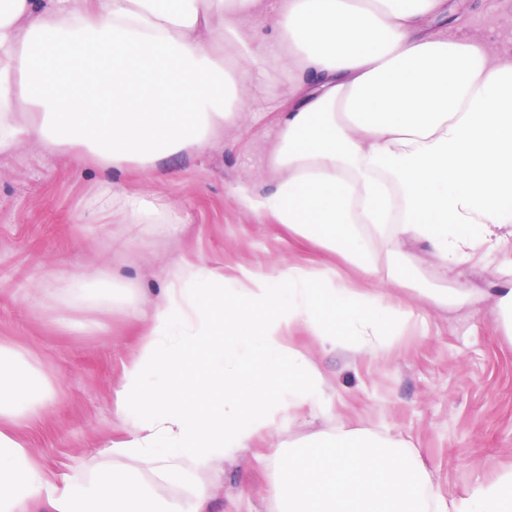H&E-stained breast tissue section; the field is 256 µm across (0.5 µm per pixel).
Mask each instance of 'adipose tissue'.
<instances>
[{
	"label": "adipose tissue",
	"mask_w": 512,
	"mask_h": 512,
	"mask_svg": "<svg viewBox=\"0 0 512 512\" xmlns=\"http://www.w3.org/2000/svg\"><path fill=\"white\" fill-rule=\"evenodd\" d=\"M448 11V0H0V150L33 137L53 151L82 147L106 171L149 170L212 147L244 113L279 110L261 159L273 187L241 183L236 196L405 286L410 244L445 271L512 237V51L492 55L467 31L437 28ZM99 194L133 223L180 230L166 204L107 182ZM413 315L333 269L172 275L124 371L115 406L128 437L112 451L192 471L240 458L259 433L329 402L320 368L291 342L297 327L376 355ZM45 407L0 346V512L41 500L53 512H184L109 473L50 494L16 433Z\"/></svg>",
	"instance_id": "adipose-tissue-1"
}]
</instances>
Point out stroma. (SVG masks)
Instances as JSON below:
<instances>
[{
	"label": "stroma",
	"mask_w": 512,
	"mask_h": 512,
	"mask_svg": "<svg viewBox=\"0 0 512 512\" xmlns=\"http://www.w3.org/2000/svg\"><path fill=\"white\" fill-rule=\"evenodd\" d=\"M463 19L489 53L512 45V0H467ZM278 118L264 113L250 130L226 132L221 145L160 158L151 179L135 162L113 172V192L169 202L181 226L175 236L118 212L94 223L105 178L92 159L75 162L73 148L52 152L23 139L0 154V343L34 377L35 394L51 400L18 434L57 488L91 485L106 469L141 482L159 502L194 506L202 486L208 491L203 512H276L269 498L275 449L340 429L405 441L414 467L449 500L512 470V340L490 314L492 288L512 272L495 253L475 258L463 274L445 275L420 244L408 248L411 287L386 290L393 303L414 308L419 317L390 337L384 354L330 349L308 330L294 332V346L319 366L334 395L331 413L304 410L290 425L255 437L243 460L219 459L205 471L167 481L112 454L111 443L126 437L115 394L142 339V323L128 308H149L175 264L220 266L232 274L283 260L330 266L359 287L370 285L340 255L255 215L234 194L236 184L265 182L259 159ZM72 276L84 278L91 294L77 308L68 302ZM462 285L472 288L474 300L456 311L423 296L429 288ZM109 294L114 303L107 312L97 299Z\"/></svg>",
	"instance_id": "35a3bbf8"
}]
</instances>
